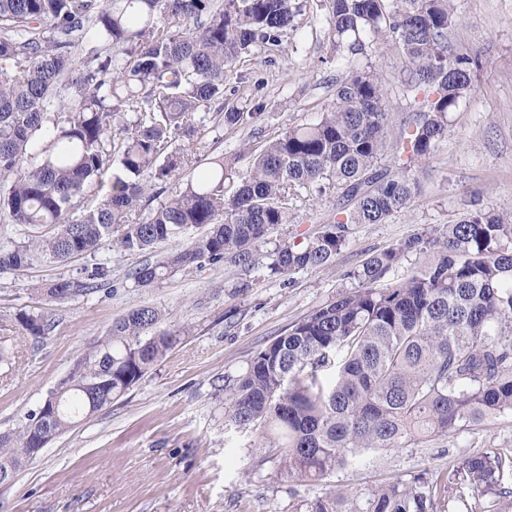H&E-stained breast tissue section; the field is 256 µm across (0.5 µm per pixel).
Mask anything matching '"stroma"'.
Here are the masks:
<instances>
[{"instance_id": "35a3bbf8", "label": "stroma", "mask_w": 512, "mask_h": 512, "mask_svg": "<svg viewBox=\"0 0 512 512\" xmlns=\"http://www.w3.org/2000/svg\"><path fill=\"white\" fill-rule=\"evenodd\" d=\"M294 28L280 45L257 44L224 77V94L241 111L259 113L263 133L249 128L205 137L206 158L230 157L242 145L313 120L333 100L347 69L336 62L329 0H296ZM452 41L476 49L472 93L448 116V139L422 175V194L382 224L354 227L333 265L285 279L270 275L273 244L262 248L251 288L235 286L233 268L205 266L171 275L161 286L135 287L130 273L153 263L163 249L127 255L103 241L94 255L65 265L48 262L0 273V432L15 429L65 378L75 361L105 338L112 321L130 309H161L180 341L122 399L58 436L13 481L0 485V512H290L293 502L329 490L360 494L392 479L445 471L465 457L495 448L512 451V417H497L422 443L366 451L329 479L300 483L280 477L271 449L224 419V378L241 373L256 352L295 322L354 287L352 271L366 256L410 235L454 223L462 212L512 207V0H454ZM356 65L382 70L393 112L415 108L400 79L405 60L386 39L369 40ZM297 221L278 238L337 218L334 193L300 190ZM105 264L109 290L65 303L32 293L35 284L78 276ZM44 314L52 328L34 344L17 335L14 316Z\"/></svg>"}]
</instances>
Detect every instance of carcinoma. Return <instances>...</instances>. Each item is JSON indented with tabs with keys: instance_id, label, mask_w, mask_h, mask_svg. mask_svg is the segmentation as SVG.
I'll list each match as a JSON object with an SVG mask.
<instances>
[{
	"instance_id": "1",
	"label": "carcinoma",
	"mask_w": 512,
	"mask_h": 512,
	"mask_svg": "<svg viewBox=\"0 0 512 512\" xmlns=\"http://www.w3.org/2000/svg\"><path fill=\"white\" fill-rule=\"evenodd\" d=\"M336 49L361 34L392 40L402 80L423 94L411 112L385 105L384 75L356 68L336 82L333 104L255 152L219 157L181 182L206 132L254 123L258 112L224 102V76L241 54L277 46L293 25L292 0H0V220L28 228L0 247V270L94 254L105 240L141 254L202 233L162 260L135 268L141 288L204 264L246 275L269 234L293 224L300 188L336 192L342 218L273 252L270 273L330 267L355 224H382L422 192L419 178L377 167L391 149L406 164L429 160L448 137V114L471 95L473 49H454L453 0H331ZM212 112L211 126L195 114ZM47 145L37 148L38 135ZM181 139L187 148L175 149ZM249 159V174L236 164ZM152 171L153 183L141 176ZM165 196L151 211L146 203ZM432 258L378 287L408 254ZM97 264L32 291L49 302L105 287ZM357 286L316 309L225 380V420L274 449L280 474L323 481L368 449L423 442L512 416V210L466 212L371 254L350 273ZM35 343L51 325L19 311ZM164 314L141 305L113 320L18 427L0 433V484L57 436L112 405L177 344ZM512 454L476 452L452 470L376 486L352 499L306 498L292 512H457L460 488L483 512H512L502 485Z\"/></svg>"
}]
</instances>
